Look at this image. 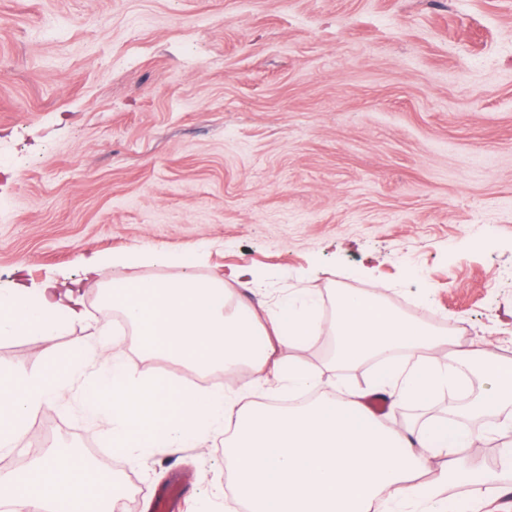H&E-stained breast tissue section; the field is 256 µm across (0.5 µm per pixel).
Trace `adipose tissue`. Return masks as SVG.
I'll return each instance as SVG.
<instances>
[{"label": "adipose tissue", "mask_w": 512, "mask_h": 512, "mask_svg": "<svg viewBox=\"0 0 512 512\" xmlns=\"http://www.w3.org/2000/svg\"><path fill=\"white\" fill-rule=\"evenodd\" d=\"M126 263L123 257L92 254L83 260L84 280L130 326L145 359L201 376L221 371L230 378L244 366L260 377L271 371L279 391L318 385L305 357L319 334L316 289H297L261 316L232 287L245 269L221 279L190 271L172 278L115 275V267ZM87 318L83 293L59 291L50 281L0 292V335L36 336L50 347L44 371L18 372L0 364V451L11 450L33 417L76 386L85 412L105 417L110 445L134 457L151 448L176 453L224 432L233 497L248 512H397L408 503L446 512L426 478L432 460L442 457V476L461 477L463 461L484 435L449 419L419 430L395 428L369 408L371 393L394 408L457 384L461 365L473 364L491 382L479 411L512 401V362L484 341L451 343L447 334L400 315L380 296L345 288L336 293L338 341L330 362H375L377 383L297 408L259 406L220 389L134 375L105 342V322L99 326L101 342L78 344L65 354L53 350L60 332ZM441 351L447 363L438 362ZM123 492L121 484L94 477L75 452H54L22 476L0 477V503L14 512H81L87 501L109 504Z\"/></svg>", "instance_id": "1"}]
</instances>
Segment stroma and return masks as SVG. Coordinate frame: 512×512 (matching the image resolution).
Returning <instances> with one entry per match:
<instances>
[{"instance_id": "35a3bbf8", "label": "stroma", "mask_w": 512, "mask_h": 512, "mask_svg": "<svg viewBox=\"0 0 512 512\" xmlns=\"http://www.w3.org/2000/svg\"><path fill=\"white\" fill-rule=\"evenodd\" d=\"M193 252L248 267L254 309L322 300L317 398L375 382L328 367L334 291L512 362V0H0V290L83 282V256ZM55 341L93 342L104 314ZM34 336L0 361L37 372ZM448 390L391 415L447 417ZM49 447H106L77 392L35 416ZM97 467L135 512L180 479V512H222L224 438Z\"/></svg>"}]
</instances>
